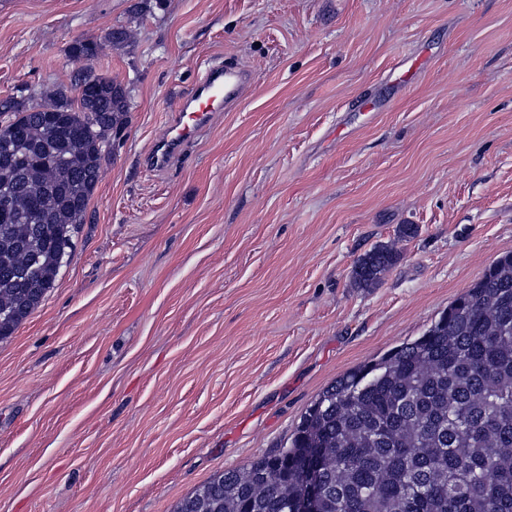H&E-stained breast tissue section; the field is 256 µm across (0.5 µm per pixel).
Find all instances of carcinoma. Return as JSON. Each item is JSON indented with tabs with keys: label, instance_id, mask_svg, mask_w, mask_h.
<instances>
[{
	"label": "carcinoma",
	"instance_id": "carcinoma-1",
	"mask_svg": "<svg viewBox=\"0 0 512 512\" xmlns=\"http://www.w3.org/2000/svg\"><path fill=\"white\" fill-rule=\"evenodd\" d=\"M84 62L71 97L49 87L0 101V339L37 308L85 223L125 86ZM380 245L355 265L359 288L399 260ZM28 267L30 277L13 270ZM324 450L322 512H512V253L498 258L419 338L336 380L306 409L287 449L214 474L173 512H297L298 454Z\"/></svg>",
	"mask_w": 512,
	"mask_h": 512
}]
</instances>
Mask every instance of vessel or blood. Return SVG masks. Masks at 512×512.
<instances>
[{
    "label": "vessel or blood",
    "instance_id": "b4317fda",
    "mask_svg": "<svg viewBox=\"0 0 512 512\" xmlns=\"http://www.w3.org/2000/svg\"><path fill=\"white\" fill-rule=\"evenodd\" d=\"M250 72L229 64L208 65L197 85L184 97L162 135L153 143L147 160L151 168L162 170L180 154L184 145L210 122L212 112L238 101Z\"/></svg>",
    "mask_w": 512,
    "mask_h": 512
}]
</instances>
